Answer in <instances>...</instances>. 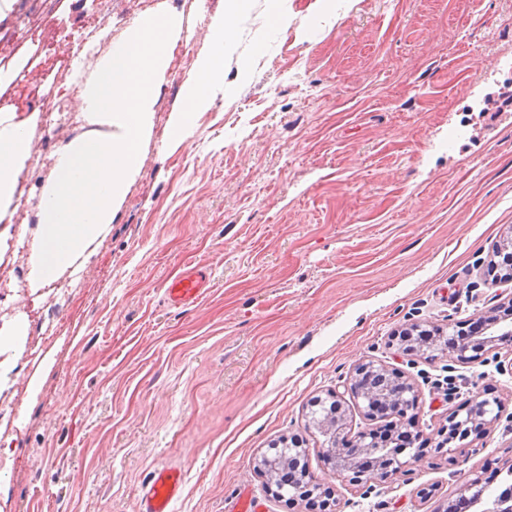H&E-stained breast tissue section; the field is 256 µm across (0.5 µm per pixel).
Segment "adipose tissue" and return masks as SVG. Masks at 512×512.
<instances>
[{
	"label": "adipose tissue",
	"instance_id": "adipose-tissue-1",
	"mask_svg": "<svg viewBox=\"0 0 512 512\" xmlns=\"http://www.w3.org/2000/svg\"><path fill=\"white\" fill-rule=\"evenodd\" d=\"M250 8V0H223L209 26L208 48L197 59L184 83L181 105L172 112L169 145L179 148L192 132L199 113L208 111L224 95V54L233 42L237 23ZM35 117L18 118L0 113V222L9 221L21 176L32 160Z\"/></svg>",
	"mask_w": 512,
	"mask_h": 512
}]
</instances>
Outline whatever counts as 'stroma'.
Returning a JSON list of instances; mask_svg holds the SVG:
<instances>
[{"mask_svg":"<svg viewBox=\"0 0 512 512\" xmlns=\"http://www.w3.org/2000/svg\"><path fill=\"white\" fill-rule=\"evenodd\" d=\"M220 0H121L102 13L119 39L148 7L183 17L195 53ZM312 0H252L224 59L220 111L199 114L171 150L168 122L193 63L168 66L141 173L95 242L55 279L35 282L32 250L48 160L83 134H49L36 96L74 101L92 70L72 43L92 0H20L0 39V108L37 118L39 159L23 175V221L0 265L24 267L0 301V512H138L147 473L174 464V512H236L249 488L263 512H307L257 468L273 443L304 441L309 472L340 512H445L470 473L512 467V344L479 363L395 357L391 338L421 321L448 328L491 316L512 288L488 274L512 228V0H348L334 25ZM46 13L62 36L48 59L14 43ZM199 266L211 286L192 309L169 307L165 281ZM56 338L34 355L27 338ZM395 366L414 384L424 435L469 397L502 404L490 432L406 475L360 486L333 474L307 426L358 363ZM426 499H419L422 489Z\"/></svg>","mask_w":512,"mask_h":512,"instance_id":"35a3bbf8","label":"stroma"}]
</instances>
